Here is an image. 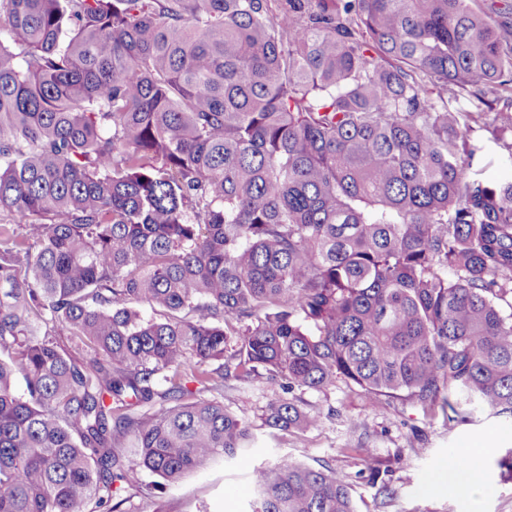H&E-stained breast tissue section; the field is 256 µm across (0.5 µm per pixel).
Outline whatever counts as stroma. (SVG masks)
<instances>
[{
  "mask_svg": "<svg viewBox=\"0 0 512 512\" xmlns=\"http://www.w3.org/2000/svg\"><path fill=\"white\" fill-rule=\"evenodd\" d=\"M265 375L224 385V406L253 425L251 452L188 475L169 491L157 475L140 471L127 491L124 512H251L257 498L249 476L287 455L315 468L348 475L359 512H512V480L497 461L512 450V416L477 414L448 427L398 400L368 405L355 386L337 383L324 392L300 394L302 407L316 415L302 434H283L262 424L269 403L284 397ZM478 456L482 478L463 487L441 479L449 458ZM385 472L393 490L379 495L369 474Z\"/></svg>",
  "mask_w": 512,
  "mask_h": 512,
  "instance_id": "35a3bbf8",
  "label": "stroma"
}]
</instances>
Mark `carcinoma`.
Wrapping results in <instances>:
<instances>
[{
  "instance_id": "1",
  "label": "carcinoma",
  "mask_w": 512,
  "mask_h": 512,
  "mask_svg": "<svg viewBox=\"0 0 512 512\" xmlns=\"http://www.w3.org/2000/svg\"><path fill=\"white\" fill-rule=\"evenodd\" d=\"M510 11L0 0V512H118L140 470L164 490L234 458L224 382L261 370L512 416V182L474 136L512 158ZM314 422L293 396L263 415ZM251 482L257 512H358L287 456ZM484 135L488 151L495 155V160L484 170L483 179L491 185L504 180H512V160L508 159V154L505 151L500 150L492 141H488L489 134L484 133Z\"/></svg>"
}]
</instances>
